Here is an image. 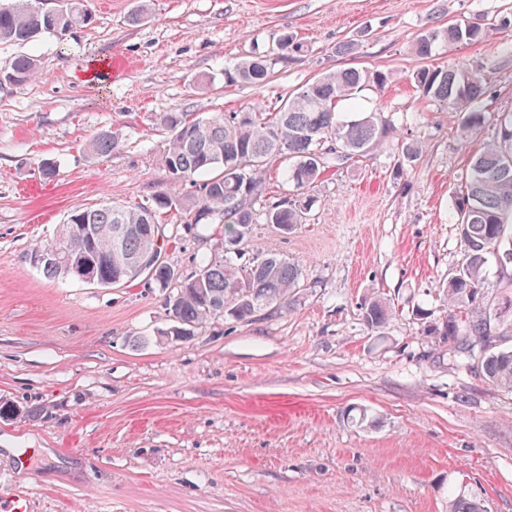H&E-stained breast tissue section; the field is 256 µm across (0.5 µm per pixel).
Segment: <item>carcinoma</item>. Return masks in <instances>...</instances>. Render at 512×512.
Returning <instances> with one entry per match:
<instances>
[{
	"mask_svg": "<svg viewBox=\"0 0 512 512\" xmlns=\"http://www.w3.org/2000/svg\"><path fill=\"white\" fill-rule=\"evenodd\" d=\"M92 15L87 0H58L53 9L33 5V0H11L0 7V41L28 43L40 34H60L87 26ZM512 26L504 16L497 22L480 18L464 23L430 25L419 32L412 53L421 60L440 45L484 42L493 32ZM276 59L261 53L224 68V83L260 84ZM43 73L36 55L14 57L0 68V81L26 84ZM394 74L348 67L323 73L268 115L262 112H231L208 118L187 113H165L157 125L168 135L162 165L175 186L190 182V194L157 195L152 205L123 206L105 203L98 207H74L56 239L39 247L76 249L92 261L96 284H125L147 273L161 288L173 287L168 299L171 324L163 336L188 338L207 321L226 314L246 320L259 313L286 311L302 287V270L277 250L267 248L247 259L238 249L256 223L255 204L265 197V168L274 157L284 159V181L298 193L268 205L265 223L288 234L310 220L314 197L310 190L326 171L355 155L378 146L389 129L378 107L366 105L360 92L368 87L381 93ZM412 79L417 91L436 102L441 111L460 113V134L466 142L488 123L483 102L484 78L476 70L438 69L422 66ZM119 147L116 136L104 131L87 144L94 158L112 155ZM180 209L189 224L224 225V254L203 258L194 274L181 278L161 262L143 270L139 260L161 256L163 243L155 231L161 228L163 209ZM451 214L465 247V260L448 272L443 289L450 307L465 306L458 321L448 316L443 327L431 331L452 341L482 342L494 335L512 299L503 307H491L481 297L484 273L490 259L506 270L512 263V113L496 119L485 146L470 156L461 177ZM386 303L374 299L365 307L368 325L378 329L388 320ZM485 378L512 391V346L492 351L485 347L478 358ZM449 512H481L478 501L458 495Z\"/></svg>",
	"mask_w": 512,
	"mask_h": 512,
	"instance_id": "carcinoma-1",
	"label": "carcinoma"
}]
</instances>
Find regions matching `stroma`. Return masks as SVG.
<instances>
[{"label": "stroma", "instance_id": "stroma-1", "mask_svg": "<svg viewBox=\"0 0 512 512\" xmlns=\"http://www.w3.org/2000/svg\"><path fill=\"white\" fill-rule=\"evenodd\" d=\"M150 15L132 26L139 2ZM93 22L64 39L0 42V65L40 55L43 74L0 85V499L27 512H448L477 498L512 512V392L462 365L429 334L448 316L441 287L464 248L450 219L457 177L491 137L462 144L455 115L416 92L411 52L430 18H500L512 0H89ZM302 50L260 85L224 70L282 33ZM356 52L339 56L337 43ZM125 61L104 83L78 63ZM437 68L482 69L490 115L512 112V53L499 35L438 46ZM391 71L381 105L394 129L368 156L326 172L314 219L279 235L257 223L246 254L274 248L299 265L290 309L224 316L182 341L167 292L147 276L112 287L46 279L33 261L77 205H149L170 188L164 112L276 111L315 76ZM108 130L120 148L90 159ZM423 146L399 165L404 144ZM53 161L44 178L41 165ZM162 260L181 276L216 255L224 228L160 214ZM392 307L378 330L364 303ZM145 345H134L136 337ZM365 410L368 424L348 419ZM27 461H19L20 450Z\"/></svg>", "mask_w": 512, "mask_h": 512}]
</instances>
